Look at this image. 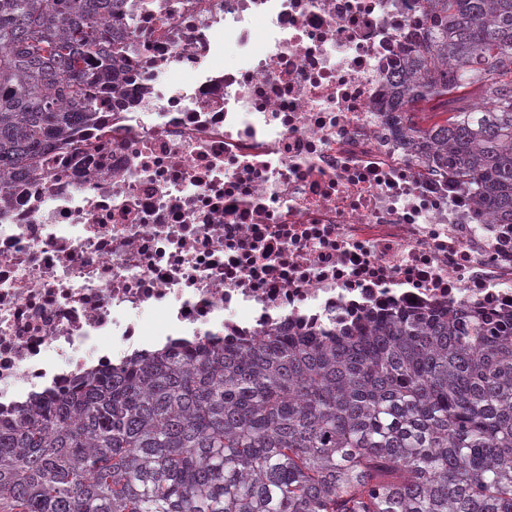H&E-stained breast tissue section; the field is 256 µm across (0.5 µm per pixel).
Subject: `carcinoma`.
<instances>
[{
	"label": "carcinoma",
	"mask_w": 512,
	"mask_h": 512,
	"mask_svg": "<svg viewBox=\"0 0 512 512\" xmlns=\"http://www.w3.org/2000/svg\"><path fill=\"white\" fill-rule=\"evenodd\" d=\"M124 2L0 0V174L91 120ZM425 2L391 123L512 225V0ZM0 512H512V312L137 353L0 418Z\"/></svg>",
	"instance_id": "obj_1"
}]
</instances>
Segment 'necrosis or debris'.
Segmentation results:
<instances>
[{"label": "necrosis or debris", "mask_w": 512, "mask_h": 512, "mask_svg": "<svg viewBox=\"0 0 512 512\" xmlns=\"http://www.w3.org/2000/svg\"><path fill=\"white\" fill-rule=\"evenodd\" d=\"M428 18L424 0H127L120 80L0 190V417L177 340L511 311L512 225L387 124Z\"/></svg>", "instance_id": "4bbe7bcc"}]
</instances>
